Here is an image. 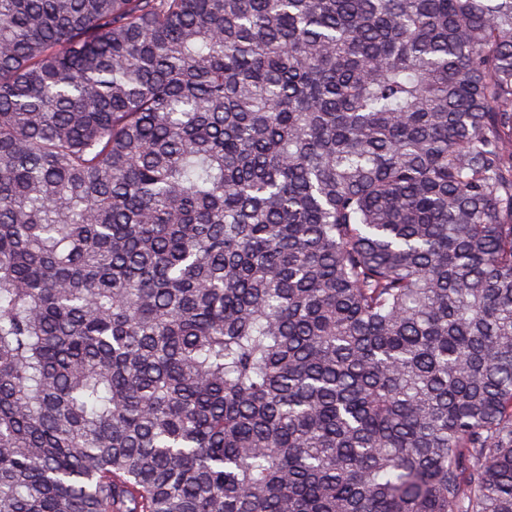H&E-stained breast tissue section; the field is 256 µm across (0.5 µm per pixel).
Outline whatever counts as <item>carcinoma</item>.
Listing matches in <instances>:
<instances>
[{"label": "carcinoma", "instance_id": "cac0c4a2", "mask_svg": "<svg viewBox=\"0 0 512 512\" xmlns=\"http://www.w3.org/2000/svg\"><path fill=\"white\" fill-rule=\"evenodd\" d=\"M0 512H512V0H0Z\"/></svg>", "mask_w": 512, "mask_h": 512}]
</instances>
